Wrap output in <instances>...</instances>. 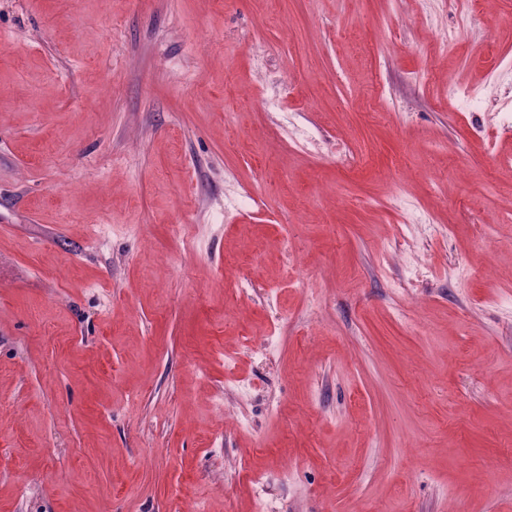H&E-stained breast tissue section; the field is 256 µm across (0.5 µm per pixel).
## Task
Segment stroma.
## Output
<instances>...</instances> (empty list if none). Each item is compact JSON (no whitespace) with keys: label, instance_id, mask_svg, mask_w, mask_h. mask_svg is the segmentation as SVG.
Segmentation results:
<instances>
[{"label":"stroma","instance_id":"35a3bbf8","mask_svg":"<svg viewBox=\"0 0 512 512\" xmlns=\"http://www.w3.org/2000/svg\"><path fill=\"white\" fill-rule=\"evenodd\" d=\"M502 56L512 0H0V512H512Z\"/></svg>","mask_w":512,"mask_h":512}]
</instances>
